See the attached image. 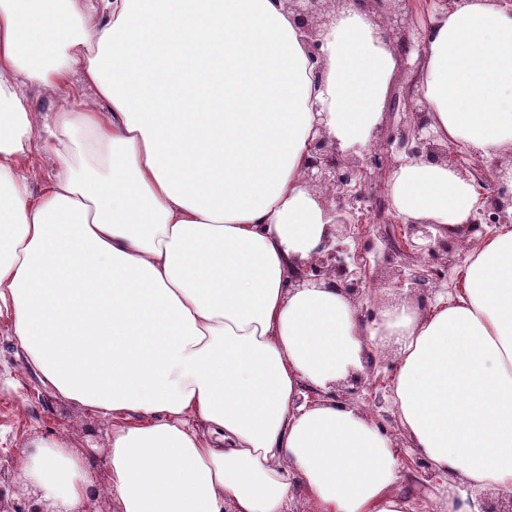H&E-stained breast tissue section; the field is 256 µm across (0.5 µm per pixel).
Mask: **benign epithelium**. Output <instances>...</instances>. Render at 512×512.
I'll list each match as a JSON object with an SVG mask.
<instances>
[{"mask_svg": "<svg viewBox=\"0 0 512 512\" xmlns=\"http://www.w3.org/2000/svg\"><path fill=\"white\" fill-rule=\"evenodd\" d=\"M288 10L294 13L301 28L312 37L311 49L316 54L319 42L314 40L321 25L330 21V4L335 0H285ZM381 18L382 29L388 40H393L397 30L390 27L392 16L410 0H364ZM418 71H413L409 79L397 92L393 100V110L400 115L399 121L387 127L382 134L380 146L392 148L402 156V161L423 160L446 162L453 166L462 177L473 182L479 196L478 206L468 224V237L477 241L488 235L481 217H492V224L512 222V192L507 191L495 178L497 164L487 166L480 156L465 151L448 150L438 142L430 129L432 119L426 103L416 89ZM381 157L371 155L363 160L344 157L338 144L329 140L320 131L309 139L303 179L305 184L322 190L326 187L333 193L324 196L325 205L336 214L334 239L327 241L320 254L312 262L303 263L294 272L292 285L306 282H323L354 302H359L369 285L379 277V271L371 270L361 262L362 253L372 250L374 238L363 231L365 226L377 230V238L386 246V266L388 284L397 290L408 289L409 294L425 302L429 295L440 289L446 280V272L461 263L463 256L455 255L454 246L439 241L435 246L415 245L413 236L420 225L406 223L397 214L392 200L384 186L386 179L398 162L380 173L376 168ZM350 239L358 248L350 250L345 240ZM377 359L366 362L367 374L356 373L350 376L352 387L323 392L309 388L307 392L314 398L333 399L337 403L346 401L348 395H358L367 390L368 395H376L377 403H382V395L375 394L378 383H366L365 376H374Z\"/></svg>", "mask_w": 512, "mask_h": 512, "instance_id": "7a95c632", "label": "benign epithelium"}]
</instances>
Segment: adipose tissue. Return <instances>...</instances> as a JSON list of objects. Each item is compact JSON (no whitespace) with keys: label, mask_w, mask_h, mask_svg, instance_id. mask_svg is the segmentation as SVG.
<instances>
[{"label":"adipose tissue","mask_w":512,"mask_h":512,"mask_svg":"<svg viewBox=\"0 0 512 512\" xmlns=\"http://www.w3.org/2000/svg\"><path fill=\"white\" fill-rule=\"evenodd\" d=\"M317 37L318 78L283 0H0V317L60 397L142 416L105 451L119 512H288L297 482L312 512H411L389 437L305 393L390 344L398 419L433 473L423 512L512 499L511 224L466 253L453 293L371 322L289 284L334 232L302 180L310 135L367 148L398 65L362 0ZM31 85L63 108L36 117ZM418 91L440 142L512 150V13L433 11ZM39 148L53 174L36 194ZM388 192L422 245L460 242L478 202L423 161ZM83 469L59 441L23 474L85 512Z\"/></svg>","instance_id":"ef3b65f1"}]
</instances>
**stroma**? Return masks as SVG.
Segmentation results:
<instances>
[{
  "instance_id": "35a3bbf8",
  "label": "stroma",
  "mask_w": 512,
  "mask_h": 512,
  "mask_svg": "<svg viewBox=\"0 0 512 512\" xmlns=\"http://www.w3.org/2000/svg\"><path fill=\"white\" fill-rule=\"evenodd\" d=\"M9 319L0 318V512H28L39 506L49 512L54 503L31 480L21 478L20 468L31 463L38 447L62 439L79 458L87 461L100 493L87 499V512H118L103 486L111 477L104 450L112 429L136 424V415L106 418L79 403L61 398L43 384L29 367L11 335Z\"/></svg>"
}]
</instances>
